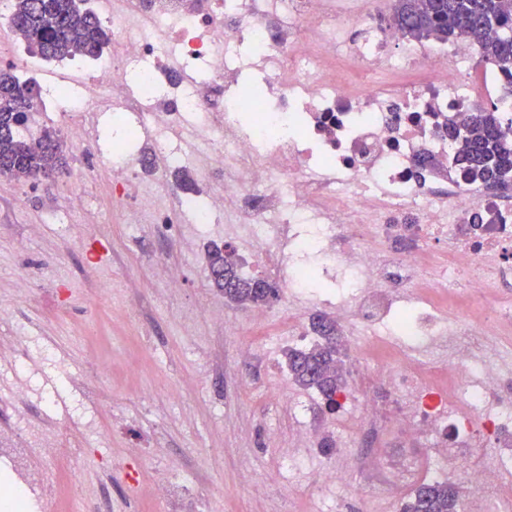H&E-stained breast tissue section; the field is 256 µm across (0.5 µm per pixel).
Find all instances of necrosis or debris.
I'll list each match as a JSON object with an SVG mask.
<instances>
[{
    "label": "necrosis or debris",
    "instance_id": "1",
    "mask_svg": "<svg viewBox=\"0 0 512 512\" xmlns=\"http://www.w3.org/2000/svg\"><path fill=\"white\" fill-rule=\"evenodd\" d=\"M105 12L112 44L89 74L45 72L42 107L92 150L89 114L104 101L153 126V157L178 169L170 134L194 124L212 168L223 170L206 203L177 199L194 223H217L239 206L254 237L257 270L296 292L312 277L348 276L336 319L386 331L391 360L376 373V397L348 417L349 429L376 434L380 401L392 397L401 446L433 448L434 480H459L469 512H485L489 490L512 512V373L483 362L477 330L512 335V204L497 188L460 177L448 116L471 112L512 91L504 73L478 66L481 45L467 39L430 45L380 25L384 0H122ZM138 67L128 84L125 72ZM414 288L412 306L385 286ZM479 300L470 318L447 319L458 290ZM494 448L485 456V448ZM40 455L59 462L38 481L41 512H109L105 498L80 495L62 461L80 447L46 440ZM367 471L391 494L417 486L420 462L369 452L332 481ZM9 512H29L14 488Z\"/></svg>",
    "mask_w": 512,
    "mask_h": 512
}]
</instances>
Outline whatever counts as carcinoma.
Listing matches in <instances>:
<instances>
[{
    "instance_id": "cac0c4a2",
    "label": "carcinoma",
    "mask_w": 512,
    "mask_h": 512,
    "mask_svg": "<svg viewBox=\"0 0 512 512\" xmlns=\"http://www.w3.org/2000/svg\"><path fill=\"white\" fill-rule=\"evenodd\" d=\"M88 0H12L11 27L27 40L30 52L45 60L82 57L94 60L110 41L105 27ZM392 24L408 38L420 41L485 37L486 64L512 75V0H394ZM39 86L10 70H0V177L36 181L43 176L61 178L67 173L64 143L57 133L44 130L25 137L21 127L37 101ZM499 113L489 110L459 112L448 119V136L463 144L466 182L498 187L512 183V146L499 134ZM212 285L224 298L261 306L277 298L278 289L265 279L240 268L234 250L214 246L207 252ZM311 329L319 341L303 350L285 352L288 375L303 389L316 391L328 407L345 387L336 359V321L315 317ZM401 512H462V495L455 483L422 482Z\"/></svg>"
}]
</instances>
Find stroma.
<instances>
[{"mask_svg": "<svg viewBox=\"0 0 512 512\" xmlns=\"http://www.w3.org/2000/svg\"><path fill=\"white\" fill-rule=\"evenodd\" d=\"M66 155L70 174L88 180L87 209L69 207L62 180L0 178V352L16 358L0 361V443L26 417L27 447L47 432L81 445L68 466L83 493L108 495L112 512H399L409 491L381 497L328 478L351 453L388 448L391 432L337 437L336 415L289 377L282 327L213 288L206 251L223 245L234 213L218 224L181 216L174 236L130 228L123 211L137 185L117 195L112 169L76 145ZM167 266L182 272L178 292L165 284ZM340 288L321 282L314 297L271 306L307 325L332 313ZM87 327L97 344L84 341ZM339 330L345 385L368 404L373 368L389 356L369 328ZM302 427L332 451L306 447ZM292 456L301 468H289ZM172 478L193 492L166 510L154 490Z\"/></svg>", "mask_w": 512, "mask_h": 512, "instance_id": "1", "label": "stroma"}]
</instances>
